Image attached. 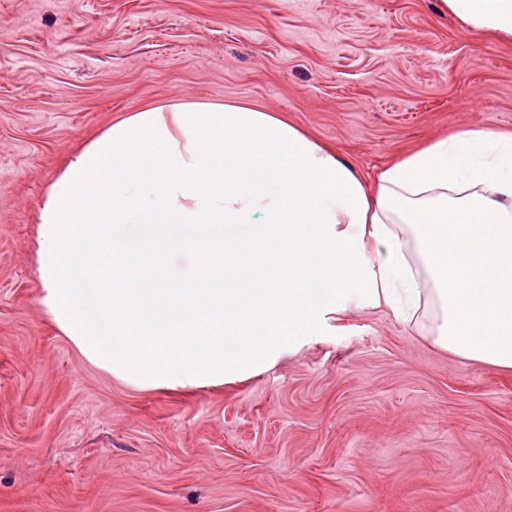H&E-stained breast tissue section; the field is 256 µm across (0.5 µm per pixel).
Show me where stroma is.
I'll use <instances>...</instances> for the list:
<instances>
[{
    "mask_svg": "<svg viewBox=\"0 0 512 512\" xmlns=\"http://www.w3.org/2000/svg\"><path fill=\"white\" fill-rule=\"evenodd\" d=\"M242 103L375 191L465 128L512 133V39L440 0H0V512H512V370L438 311L331 313L220 383L153 388L56 326L39 209L128 113Z\"/></svg>",
    "mask_w": 512,
    "mask_h": 512,
    "instance_id": "obj_1",
    "label": "stroma"
}]
</instances>
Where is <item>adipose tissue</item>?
Here are the masks:
<instances>
[{"mask_svg": "<svg viewBox=\"0 0 512 512\" xmlns=\"http://www.w3.org/2000/svg\"><path fill=\"white\" fill-rule=\"evenodd\" d=\"M441 5L512 37V0ZM40 224L55 323L91 361L147 384L190 388L264 359L319 322L313 282L339 312L385 304L405 316L432 300L439 345L512 369V134H453L389 166L371 194L280 118L178 101L85 145L51 184ZM226 224L259 232L218 235ZM409 235L426 281L411 272ZM181 251L202 270L176 281ZM228 336L240 344L230 361Z\"/></svg>", "mask_w": 512, "mask_h": 512, "instance_id": "obj_1", "label": "adipose tissue"}]
</instances>
